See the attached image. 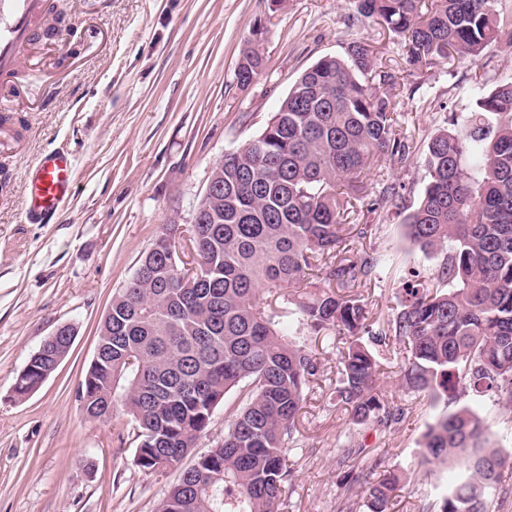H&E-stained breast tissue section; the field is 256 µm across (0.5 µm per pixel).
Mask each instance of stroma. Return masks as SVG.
I'll list each match as a JSON object with an SVG mask.
<instances>
[{"label":"stroma","instance_id":"35a3bbf8","mask_svg":"<svg viewBox=\"0 0 512 512\" xmlns=\"http://www.w3.org/2000/svg\"><path fill=\"white\" fill-rule=\"evenodd\" d=\"M355 0H65L56 33L24 69L8 112L12 154L0 156V512H155L174 472H141L123 419L93 422L77 398L113 294L169 220L189 223L214 166L257 136L302 71L363 38L398 74L406 163L383 160L365 181L424 186L426 145L475 109L474 71L487 88L512 83V45L423 69L406 65L389 33L354 22ZM266 23L264 68L241 89L235 72L253 25ZM68 150L71 200L48 223L27 224L23 191L36 157ZM366 239L347 241L389 265L360 294L372 319L394 316L411 276L436 279L439 258L414 250L399 219L361 210ZM77 336L57 370L25 399L13 384L59 325ZM320 366L306 389L289 449L279 512H363L362 487L404 480L391 512H439L447 471L415 465L438 410L406 391L398 346L378 348L385 399L397 420L351 424L336 403L340 354L310 338Z\"/></svg>","mask_w":512,"mask_h":512}]
</instances>
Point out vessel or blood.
<instances>
[{"label":"vessel or blood","instance_id":"vessel-or-blood-1","mask_svg":"<svg viewBox=\"0 0 512 512\" xmlns=\"http://www.w3.org/2000/svg\"><path fill=\"white\" fill-rule=\"evenodd\" d=\"M47 0H0V77L12 75L36 38ZM70 152L40 155L26 183L22 219L29 224L48 222L69 201L75 183Z\"/></svg>","mask_w":512,"mask_h":512}]
</instances>
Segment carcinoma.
<instances>
[{
  "mask_svg": "<svg viewBox=\"0 0 512 512\" xmlns=\"http://www.w3.org/2000/svg\"><path fill=\"white\" fill-rule=\"evenodd\" d=\"M356 9V21L393 34L413 67L455 57L475 65L489 45L512 44V21L494 0H357ZM264 31L257 24L247 40L235 73L242 89L262 70ZM471 80L467 131L430 139L417 202L405 205L396 183L371 202L402 217L423 255H442L437 281L407 283L385 328L350 294L376 278L382 258H343L342 244L368 233L356 223L363 179L385 156L406 162L411 144L397 133L398 77L363 39L305 69L261 133L216 164L221 188L203 223L161 225L152 246L165 255L144 251L112 296L100 355L78 388L89 408L112 402L100 421L120 410L130 418L141 471L177 472L157 512H277L291 475L286 440L319 373L306 327L341 335L336 400L356 425L390 414L372 346L401 342L405 387L441 406L419 464L461 474L440 512H493L505 457L469 401L512 409V83L487 91L484 75ZM315 270L327 287H301ZM266 292L279 293L281 311L261 306ZM46 349L18 373L16 398L38 389L69 344L50 337ZM244 388L224 438L195 453L216 408ZM399 485L390 472L365 487V512H390Z\"/></svg>",
  "mask_w": 512,
  "mask_h": 512,
  "instance_id": "carcinoma-1",
  "label": "carcinoma"
}]
</instances>
